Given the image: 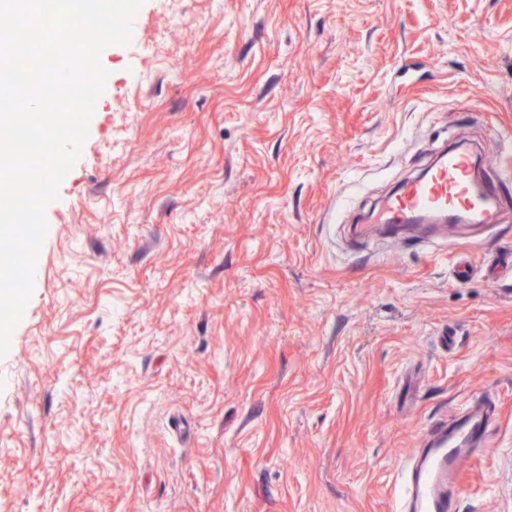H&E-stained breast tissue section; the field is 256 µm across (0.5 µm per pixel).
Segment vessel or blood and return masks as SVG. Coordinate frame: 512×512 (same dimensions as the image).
<instances>
[{
	"instance_id": "obj_1",
	"label": "vessel or blood",
	"mask_w": 512,
	"mask_h": 512,
	"mask_svg": "<svg viewBox=\"0 0 512 512\" xmlns=\"http://www.w3.org/2000/svg\"><path fill=\"white\" fill-rule=\"evenodd\" d=\"M474 160L460 150L442 152L425 177L403 181L381 204V224H414L429 214L464 215L483 223L486 212L505 207L496 182L474 180ZM493 414L483 405L468 409L453 423H439L427 431L430 448L424 449L407 473L408 492L397 512H459L457 476L478 445L491 433Z\"/></svg>"
}]
</instances>
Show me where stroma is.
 <instances>
[{
  "label": "stroma",
  "instance_id": "stroma-1",
  "mask_svg": "<svg viewBox=\"0 0 512 512\" xmlns=\"http://www.w3.org/2000/svg\"><path fill=\"white\" fill-rule=\"evenodd\" d=\"M0 359V512H392L429 425L495 429L512 512V212L369 223L512 132V0H146Z\"/></svg>",
  "mask_w": 512,
  "mask_h": 512
}]
</instances>
